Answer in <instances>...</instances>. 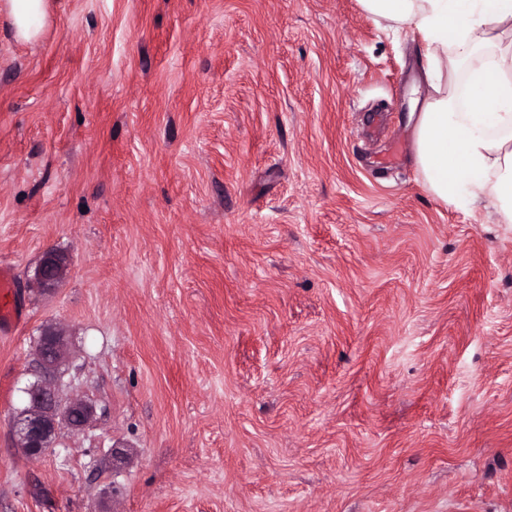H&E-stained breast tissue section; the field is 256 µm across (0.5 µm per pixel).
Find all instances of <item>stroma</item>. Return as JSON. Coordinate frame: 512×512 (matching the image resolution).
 Here are the masks:
<instances>
[{"label":"stroma","mask_w":512,"mask_h":512,"mask_svg":"<svg viewBox=\"0 0 512 512\" xmlns=\"http://www.w3.org/2000/svg\"><path fill=\"white\" fill-rule=\"evenodd\" d=\"M423 66L359 0L0 13V512H512V226L424 190ZM51 323L96 416L30 459ZM47 0H4L3 9L11 18L15 35L24 42H35L42 33ZM69 266V258L58 251L43 253L33 276L37 288H55L64 278ZM13 275L11 269L0 265V322L1 326L16 323L20 316L18 314L13 297Z\"/></svg>","instance_id":"35a3bbf8"}]
</instances>
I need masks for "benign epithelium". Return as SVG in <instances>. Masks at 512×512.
Masks as SVG:
<instances>
[{"instance_id": "benign-epithelium-1", "label": "benign epithelium", "mask_w": 512, "mask_h": 512, "mask_svg": "<svg viewBox=\"0 0 512 512\" xmlns=\"http://www.w3.org/2000/svg\"><path fill=\"white\" fill-rule=\"evenodd\" d=\"M69 258L58 251L43 253L33 276L38 288H54L64 278ZM70 339L53 325L42 328L35 344L36 379L23 389L25 404L13 416L15 445L29 458L53 450L59 433L84 431L94 417L91 402L63 393L62 374Z\"/></svg>"}]
</instances>
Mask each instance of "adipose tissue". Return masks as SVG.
Wrapping results in <instances>:
<instances>
[{
    "mask_svg": "<svg viewBox=\"0 0 512 512\" xmlns=\"http://www.w3.org/2000/svg\"><path fill=\"white\" fill-rule=\"evenodd\" d=\"M390 29L410 26L430 75L413 123L424 189L512 226V0H359ZM15 35L37 41L46 0H0Z\"/></svg>",
    "mask_w": 512,
    "mask_h": 512,
    "instance_id": "adipose-tissue-1",
    "label": "adipose tissue"
}]
</instances>
